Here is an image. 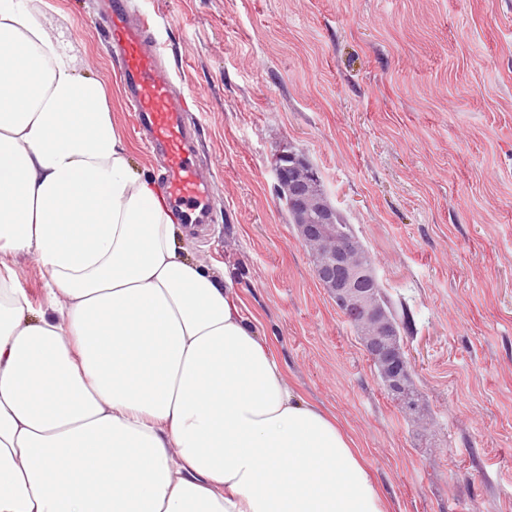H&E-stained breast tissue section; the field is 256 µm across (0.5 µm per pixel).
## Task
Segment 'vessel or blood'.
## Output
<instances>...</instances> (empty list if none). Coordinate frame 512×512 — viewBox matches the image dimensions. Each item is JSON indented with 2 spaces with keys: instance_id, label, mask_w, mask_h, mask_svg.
<instances>
[{
  "instance_id": "1",
  "label": "vessel or blood",
  "mask_w": 512,
  "mask_h": 512,
  "mask_svg": "<svg viewBox=\"0 0 512 512\" xmlns=\"http://www.w3.org/2000/svg\"><path fill=\"white\" fill-rule=\"evenodd\" d=\"M95 21L111 34L112 47L122 60L127 107L138 113L153 149L163 159L158 174L161 191L188 228H202L212 220L211 190L193 160L194 134L183 116L182 89L165 69L146 23L130 22L122 0H112Z\"/></svg>"
}]
</instances>
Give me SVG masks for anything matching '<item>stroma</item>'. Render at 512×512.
<instances>
[{"label": "stroma", "mask_w": 512, "mask_h": 512, "mask_svg": "<svg viewBox=\"0 0 512 512\" xmlns=\"http://www.w3.org/2000/svg\"><path fill=\"white\" fill-rule=\"evenodd\" d=\"M192 94L213 221L192 257L232 272L306 399L335 413L393 512H512V0H126ZM147 177L95 0H42ZM302 149L415 322L428 415L401 413L318 283L275 192Z\"/></svg>", "instance_id": "35a3bbf8"}]
</instances>
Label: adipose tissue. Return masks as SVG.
Returning a JSON list of instances; mask_svg holds the SVG:
<instances>
[{
  "label": "adipose tissue",
  "mask_w": 512,
  "mask_h": 512,
  "mask_svg": "<svg viewBox=\"0 0 512 512\" xmlns=\"http://www.w3.org/2000/svg\"><path fill=\"white\" fill-rule=\"evenodd\" d=\"M256 323L134 169L107 84L0 0V512H391ZM17 271L22 288L29 296L34 309H39L45 303V274L32 257H19Z\"/></svg>",
  "instance_id": "obj_1"
}]
</instances>
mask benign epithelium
Here are the masks:
<instances>
[{"mask_svg": "<svg viewBox=\"0 0 512 512\" xmlns=\"http://www.w3.org/2000/svg\"><path fill=\"white\" fill-rule=\"evenodd\" d=\"M274 166L276 191L284 202L300 244L315 261V276L344 317L364 331V348L380 366L382 383L407 414L418 410L407 378L410 364L394 336L391 322L370 285L377 280L372 259L356 239L336 224L339 209L307 155L292 144L282 146Z\"/></svg>", "mask_w": 512, "mask_h": 512, "instance_id": "7a95c632", "label": "benign epithelium"}]
</instances>
